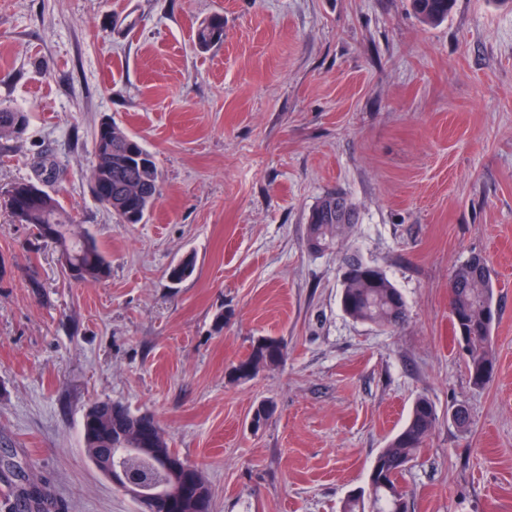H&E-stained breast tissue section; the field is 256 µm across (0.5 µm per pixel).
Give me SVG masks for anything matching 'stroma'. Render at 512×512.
<instances>
[{
    "mask_svg": "<svg viewBox=\"0 0 512 512\" xmlns=\"http://www.w3.org/2000/svg\"><path fill=\"white\" fill-rule=\"evenodd\" d=\"M215 13L224 40L199 49ZM0 102L29 116L0 140V188L55 193L111 263L70 282L0 208V494L31 479L50 512H138L84 448L86 410L110 402L154 417L212 512H340L423 396L438 423L400 478L411 512H512V8L455 0L429 26L409 0H0ZM105 118L156 162L142 223L92 195ZM331 191L358 222L313 253ZM348 252L402 294L397 330L343 311ZM476 254L498 307L482 389L448 305ZM262 336L285 363L230 381Z\"/></svg>",
    "mask_w": 512,
    "mask_h": 512,
    "instance_id": "35a3bbf8",
    "label": "stroma"
}]
</instances>
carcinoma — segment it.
I'll return each instance as SVG.
<instances>
[{
    "label": "carcinoma",
    "mask_w": 512,
    "mask_h": 512,
    "mask_svg": "<svg viewBox=\"0 0 512 512\" xmlns=\"http://www.w3.org/2000/svg\"><path fill=\"white\" fill-rule=\"evenodd\" d=\"M453 0H411L414 12L425 22L438 24L448 17ZM224 16L215 14L201 23L195 34V43L201 50L223 41ZM28 117L9 106L0 104V139L19 137L27 128ZM90 182L102 205L108 199L112 215L120 224H139L150 209L153 198L159 194V172L152 154L141 142L115 123L95 139ZM0 205L20 224L35 228L38 238L50 242L72 254L80 268V283L99 282L108 277L110 261L90 232L78 233L59 200L33 182L15 183L0 193ZM356 223L352 203L344 196L331 193L322 196L308 215L307 240L315 243L320 252L343 245ZM345 260L358 263V270L342 283L341 306L352 319L387 329L401 326L406 318V304L402 294L384 271L351 253ZM455 286L449 291V305L453 336H469L466 364L470 380L477 387H485L494 378L495 352L492 328L496 322L494 289L489 264L478 261L455 268L451 274ZM283 342L272 336L258 339L251 352L230 367L232 381L248 380L266 367H277L287 358ZM97 418L108 430V437L84 441L88 456L107 454L121 460L131 470L141 474L149 486H160L165 472L152 462V457H136L121 452L114 439L131 441L140 421L155 422L151 415L135 416L128 410L116 412L103 403ZM438 420L433 404L426 398L415 401L410 415L400 431L376 456L371 470L373 491H357L343 505V512H409L408 493L398 482L403 474L397 461H412L430 439ZM159 448L178 465L180 476L197 479L205 500L211 494L202 471L189 464L169 448L163 430H158ZM16 512H48V499L36 486L22 490Z\"/></svg>",
    "instance_id": "1"
}]
</instances>
